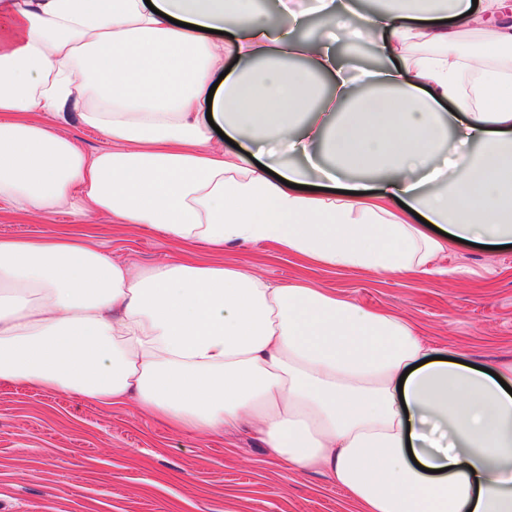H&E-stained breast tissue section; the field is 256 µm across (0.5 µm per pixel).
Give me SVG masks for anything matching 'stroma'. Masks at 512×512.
<instances>
[{
    "label": "stroma",
    "instance_id": "1",
    "mask_svg": "<svg viewBox=\"0 0 512 512\" xmlns=\"http://www.w3.org/2000/svg\"><path fill=\"white\" fill-rule=\"evenodd\" d=\"M73 231L113 261L144 268L172 258L252 269L273 284L300 277L366 309L408 320L442 356L496 370L512 365V247L451 244L432 273L392 276L310 266L267 244L217 253L182 246L107 215L49 212L14 219L0 202V237ZM0 512H359L319 473L286 472L244 431L174 432L135 406L104 408L0 383Z\"/></svg>",
    "mask_w": 512,
    "mask_h": 512
}]
</instances>
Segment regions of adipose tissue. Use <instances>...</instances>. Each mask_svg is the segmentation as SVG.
Wrapping results in <instances>:
<instances>
[{
	"label": "adipose tissue",
	"mask_w": 512,
	"mask_h": 512,
	"mask_svg": "<svg viewBox=\"0 0 512 512\" xmlns=\"http://www.w3.org/2000/svg\"><path fill=\"white\" fill-rule=\"evenodd\" d=\"M278 7L280 27L256 0H0V200L375 273L431 272L453 236L512 244V0H319L304 38V12ZM480 22L477 56L462 37ZM364 37L389 67L339 56ZM73 116L108 148L61 134ZM434 353L302 278L0 237V382L179 432L248 428L360 512H512L507 371Z\"/></svg>",
	"instance_id": "adipose-tissue-1"
}]
</instances>
